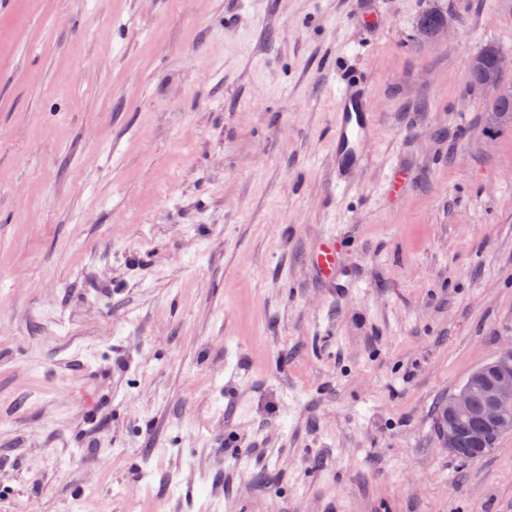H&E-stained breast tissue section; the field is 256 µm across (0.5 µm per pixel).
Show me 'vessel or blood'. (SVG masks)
<instances>
[{"instance_id":"obj_1","label":"vessel or blood","mask_w":512,"mask_h":512,"mask_svg":"<svg viewBox=\"0 0 512 512\" xmlns=\"http://www.w3.org/2000/svg\"><path fill=\"white\" fill-rule=\"evenodd\" d=\"M373 113L365 92L357 84L346 81L337 91V119L333 133L336 179L344 181L351 172L367 161L365 150L372 137ZM342 241L336 235L325 236L316 248L312 265L316 274L337 291L356 288L358 279L340 261Z\"/></svg>"}]
</instances>
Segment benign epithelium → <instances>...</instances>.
<instances>
[{
	"mask_svg": "<svg viewBox=\"0 0 512 512\" xmlns=\"http://www.w3.org/2000/svg\"><path fill=\"white\" fill-rule=\"evenodd\" d=\"M481 89L497 100H512V79L492 76L487 78ZM493 373L485 367L476 368L459 390L448 397L444 420L439 429V438L448 452L466 455L469 449L462 447V437L458 422L470 420L475 427L472 442L483 445L493 443L496 435L512 432V345L503 347L491 361ZM480 389L484 406L475 413L473 391Z\"/></svg>",
	"mask_w": 512,
	"mask_h": 512,
	"instance_id": "obj_1",
	"label": "benign epithelium"
}]
</instances>
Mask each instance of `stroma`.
<instances>
[{
    "label": "stroma",
    "instance_id": "stroma-1",
    "mask_svg": "<svg viewBox=\"0 0 512 512\" xmlns=\"http://www.w3.org/2000/svg\"><path fill=\"white\" fill-rule=\"evenodd\" d=\"M434 6L459 30L417 38ZM490 45L512 0H0V512H512V434L436 429L512 342ZM336 102V129L332 140L338 184L367 162L365 146L372 137L373 113L368 96L350 81L338 88ZM341 248L342 241L335 234L325 236L314 251L312 265L316 274L336 288V292H349L357 288L358 279L340 262Z\"/></svg>",
    "mask_w": 512,
    "mask_h": 512
}]
</instances>
